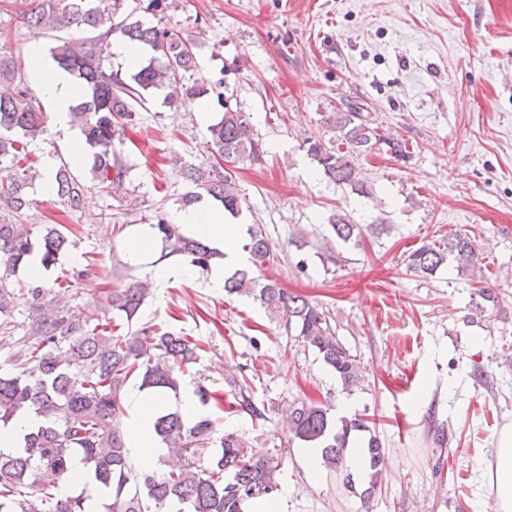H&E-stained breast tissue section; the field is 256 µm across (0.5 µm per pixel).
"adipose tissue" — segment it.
I'll return each mask as SVG.
<instances>
[{
	"label": "adipose tissue",
	"mask_w": 512,
	"mask_h": 512,
	"mask_svg": "<svg viewBox=\"0 0 512 512\" xmlns=\"http://www.w3.org/2000/svg\"><path fill=\"white\" fill-rule=\"evenodd\" d=\"M33 63V76L43 98L53 105L55 124L59 130H66L70 124L69 113L76 103V89L70 75L46 60L40 45L29 48ZM178 221L189 227L213 244L224 258L210 277V285L220 288L224 285V272L241 265L244 256L239 249V237L244 227L225 222L224 212L209 206H200L182 212ZM130 406L129 435L143 467H153L169 453L153 433L156 416L170 408L166 393L156 388L131 386L127 395ZM493 473L491 475V496L482 505V512H512V423L506 424L496 439Z\"/></svg>",
	"instance_id": "1"
}]
</instances>
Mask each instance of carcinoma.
Wrapping results in <instances>:
<instances>
[{
  "mask_svg": "<svg viewBox=\"0 0 512 512\" xmlns=\"http://www.w3.org/2000/svg\"><path fill=\"white\" fill-rule=\"evenodd\" d=\"M35 2L27 15L30 29L86 33L79 39L58 37L50 48L53 60L80 88L70 122L91 156L89 182L75 176L66 164L53 172L52 189L58 200L79 210L91 186L121 189L127 170L114 157L113 145L126 127L137 123L134 105L145 102L144 92L165 90V99L172 103L182 92L206 97L214 91L224 109L220 120L208 127L215 160L206 169H189L188 177L205 186L224 212L239 215L243 200L228 165L261 161L262 144L250 114L219 91L223 79L211 85L191 82L197 70L195 40L167 27L129 21L124 0L108 5L100 0ZM114 35L144 52L138 67L127 76L119 71L108 73L103 67ZM0 83L11 87L9 93L0 94V267L4 269L0 275V349L12 351L15 362L14 371L0 372V426L31 414L42 420L24 436L22 448L0 451V512H86V492L60 490V482L70 477L75 455L81 457L93 482L109 491L101 512H244L247 501L274 497L280 488L281 462L253 455L233 433L215 438V422L204 414L185 420L177 411L160 413L154 431L180 457L181 464L168 470L157 466L135 469L127 437L117 424L127 388L138 380L143 387L177 390V374L196 360L199 349L197 340L183 332L155 326L121 332L124 325L132 324L143 304L144 285L134 283L112 292L113 316L105 313L93 321H82L62 306L45 307L44 288L31 285L27 293L35 316L23 336H10L15 289L9 277L35 251L41 253L42 264L57 263L70 241L64 226L48 227L38 237L32 225L20 223L32 203L27 193L32 175L25 167L28 141L47 133L48 114L30 93L18 57L6 48L0 49ZM325 122L334 139L325 142L310 137L307 152L329 181L360 196L369 191L356 158L372 153L382 142L393 156L405 157V144L383 138L360 103L330 113ZM328 224L338 239L357 245L369 235L391 230L383 220L355 224L341 211L330 215ZM154 228L168 253L189 257L203 271L208 268L213 252L202 240L184 235L179 225L162 216ZM247 234L250 267L224 278V292L259 301L285 333L296 332L336 372L343 389L352 391L360 382L358 362L336 336L326 311L253 276L252 269L269 261L272 250L262 230L251 227ZM478 261L471 239L453 232L411 251L406 268L429 279L446 264L462 274L475 270ZM289 425L293 437L322 448L325 468L341 475L350 487L360 480L364 500L375 496L381 487L385 455L369 421L355 416L336 422L325 405L304 400L291 406ZM354 432L368 434L357 477L347 465Z\"/></svg>",
  "mask_w": 512,
  "mask_h": 512,
  "instance_id": "cac0c4a2",
  "label": "carcinoma"
}]
</instances>
